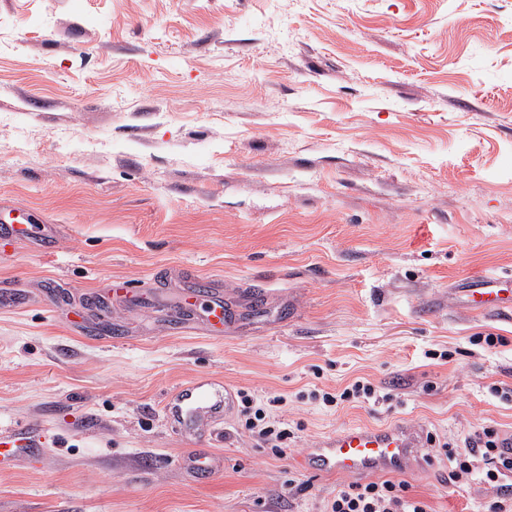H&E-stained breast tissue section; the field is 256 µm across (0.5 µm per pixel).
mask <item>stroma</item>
I'll return each instance as SVG.
<instances>
[{"label": "stroma", "instance_id": "stroma-1", "mask_svg": "<svg viewBox=\"0 0 512 512\" xmlns=\"http://www.w3.org/2000/svg\"><path fill=\"white\" fill-rule=\"evenodd\" d=\"M19 207L51 238L0 243V512H322L352 478L310 450L397 423L435 439L409 497H495L439 444L512 435V314L457 293L512 275V0H0ZM202 373L283 396L284 454L236 408L192 478L162 401ZM358 378L392 402L310 397ZM181 461L197 478H209L224 466V460L218 452L210 450L202 453L199 448H188Z\"/></svg>", "mask_w": 512, "mask_h": 512}]
</instances>
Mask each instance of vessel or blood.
I'll list each match as a JSON object with an SVG mask.
<instances>
[{
	"label": "vessel or blood",
	"instance_id": "obj_1",
	"mask_svg": "<svg viewBox=\"0 0 512 512\" xmlns=\"http://www.w3.org/2000/svg\"><path fill=\"white\" fill-rule=\"evenodd\" d=\"M33 233L34 225L25 213L19 221L0 225V239L20 242ZM461 294L465 303L480 315L512 310V279L506 277L479 278L463 286ZM232 402L233 395L223 382L201 375L168 393L163 412L172 430L192 441L223 424ZM423 441L422 434L405 425L354 426L338 431L325 439L321 447L312 449L306 464L326 474L397 473L410 465L414 449L421 447ZM183 461L190 473L199 478L211 477L224 466L218 452L204 453L193 447L187 449Z\"/></svg>",
	"mask_w": 512,
	"mask_h": 512
}]
</instances>
